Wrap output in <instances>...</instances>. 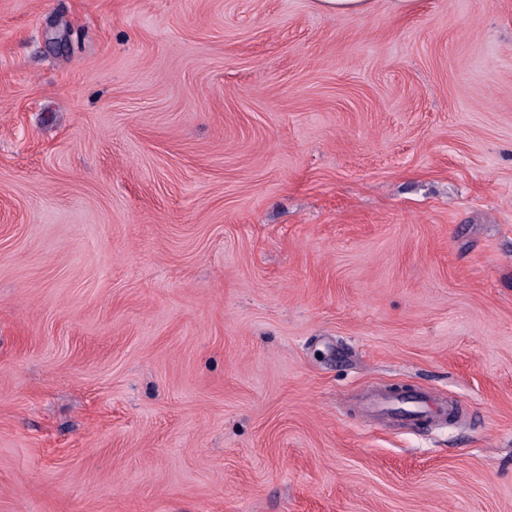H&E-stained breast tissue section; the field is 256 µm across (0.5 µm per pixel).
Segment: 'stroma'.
Masks as SVG:
<instances>
[{
	"label": "stroma",
	"instance_id": "obj_1",
	"mask_svg": "<svg viewBox=\"0 0 512 512\" xmlns=\"http://www.w3.org/2000/svg\"><path fill=\"white\" fill-rule=\"evenodd\" d=\"M0 512H512V0H0ZM314 3L322 13L341 16L368 11L372 0H314ZM408 397L411 402L402 404L404 416L402 418L412 421L410 425H416L413 421L429 419L432 417L445 416L448 412V402L445 398H438L432 391L416 390L411 388Z\"/></svg>",
	"mask_w": 512,
	"mask_h": 512
}]
</instances>
